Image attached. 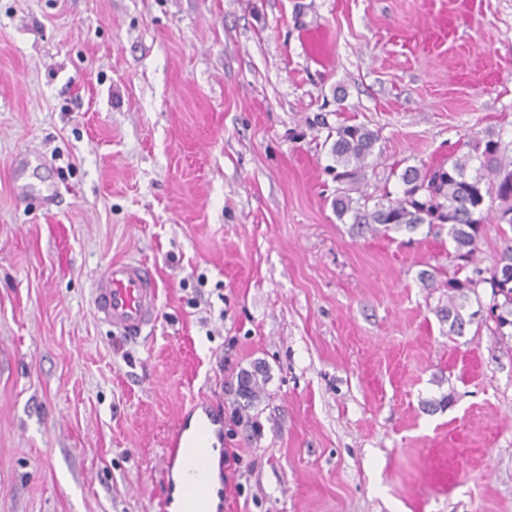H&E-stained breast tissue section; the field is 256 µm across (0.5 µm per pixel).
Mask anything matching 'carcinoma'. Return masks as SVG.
<instances>
[{"mask_svg":"<svg viewBox=\"0 0 512 512\" xmlns=\"http://www.w3.org/2000/svg\"><path fill=\"white\" fill-rule=\"evenodd\" d=\"M333 164L327 172L336 181L333 208L340 218L349 214L353 223L368 232L384 234L422 224L433 229L448 226V255L458 269L473 266L472 275L451 277L448 306L438 310L448 334L460 336L473 323L485 326L500 340L512 339V248L501 252L491 267L475 266L477 241L490 221L512 227V155L508 146L492 133L471 136L467 151L448 166L408 165L398 176L401 192L371 196L361 190L367 159L374 152L378 135L363 125L339 126L328 132ZM490 289L485 306L464 315L469 295L476 288Z\"/></svg>","mask_w":512,"mask_h":512,"instance_id":"cac0c4a2","label":"carcinoma"}]
</instances>
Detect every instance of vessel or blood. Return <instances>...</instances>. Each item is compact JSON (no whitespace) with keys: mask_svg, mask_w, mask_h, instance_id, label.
Listing matches in <instances>:
<instances>
[{"mask_svg":"<svg viewBox=\"0 0 512 512\" xmlns=\"http://www.w3.org/2000/svg\"><path fill=\"white\" fill-rule=\"evenodd\" d=\"M93 308L114 333L136 341L153 327L159 311L154 268L138 259L116 260L99 275L91 290ZM224 420L204 401H195L168 434L163 483L168 502L190 498L196 475L206 473L210 450L222 443Z\"/></svg>","mask_w":512,"mask_h":512,"instance_id":"obj_1","label":"vessel or blood"}]
</instances>
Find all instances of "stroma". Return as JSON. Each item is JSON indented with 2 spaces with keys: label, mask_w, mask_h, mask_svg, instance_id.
<instances>
[{
  "label": "stroma",
  "mask_w": 512,
  "mask_h": 512,
  "mask_svg": "<svg viewBox=\"0 0 512 512\" xmlns=\"http://www.w3.org/2000/svg\"><path fill=\"white\" fill-rule=\"evenodd\" d=\"M360 124L374 196L511 142L512 0H0V512H167L200 398L223 512H512V340L439 322L447 232L337 217L325 139ZM126 258L159 276L137 342L90 302ZM192 422L195 423L191 429ZM224 418L215 413L208 404L202 400L195 401L191 407L180 417L168 434L166 452L163 457V483L166 489L167 507L169 508L176 499H189L199 484L195 479H188L177 487L173 478V470L180 453L185 457L190 474H206L210 448H217V444L223 443ZM187 448H194L189 452ZM218 448L211 457V477L206 492L202 499V506L220 512L224 499V477L221 475V487L218 485L219 472ZM218 489V490H217ZM218 494V499L216 495Z\"/></svg>",
  "instance_id": "1"
}]
</instances>
